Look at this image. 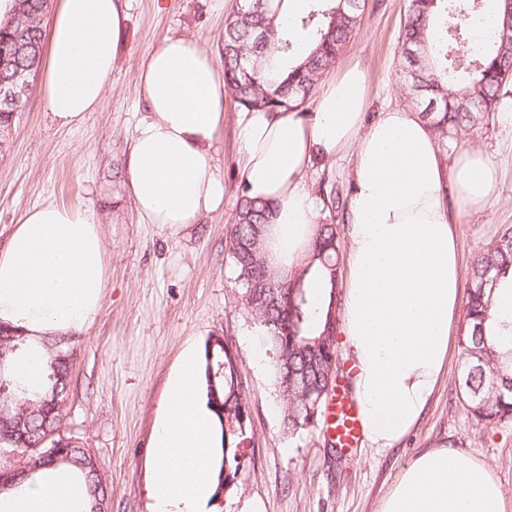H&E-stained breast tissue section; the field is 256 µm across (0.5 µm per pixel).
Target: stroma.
<instances>
[{
	"label": "stroma",
	"instance_id": "obj_1",
	"mask_svg": "<svg viewBox=\"0 0 512 512\" xmlns=\"http://www.w3.org/2000/svg\"><path fill=\"white\" fill-rule=\"evenodd\" d=\"M409 0H365L362 25L337 66L359 63L371 99L367 121L391 107L413 108L401 56V22ZM236 0H125L126 20L105 101L76 127H59L48 112L43 81L35 79L0 152V249L23 214L53 203L96 211L105 243L106 286L101 310L74 338L62 432L95 456L109 512H150L153 436L167 385L184 352L203 351L224 337L238 356L250 406V445L222 505L212 512H375L380 498L421 449L453 439L488 462L512 512V421L478 426L459 394L463 360L459 326H452L448 364L424 416L393 448L361 444L333 452L322 425L291 435L272 353L233 286L226 234L235 222L239 182L240 110L224 101L215 163L224 179L222 208L182 230L140 218L129 185L127 149L145 112L136 93L143 61L169 35L196 39L219 57L224 25ZM446 159L477 148L497 164V197L484 210L456 216L463 270L512 227V124L494 118L483 129L437 140ZM350 157L314 160L304 175L311 195L347 197Z\"/></svg>",
	"mask_w": 512,
	"mask_h": 512
}]
</instances>
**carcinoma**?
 I'll return each mask as SVG.
<instances>
[{
  "mask_svg": "<svg viewBox=\"0 0 512 512\" xmlns=\"http://www.w3.org/2000/svg\"><path fill=\"white\" fill-rule=\"evenodd\" d=\"M284 0L270 10L252 0L228 20L220 63L224 84L245 112H284L309 100L322 77L336 63L362 21L360 0H312L313 6L291 26L277 18ZM39 0H15L11 18L16 28L44 46L45 17ZM478 0H410L402 27V46L414 52L405 58L410 90L422 105L421 116L441 138L461 131H477L497 111L502 87L512 82V35L503 36L505 18L498 13L492 35L475 43L473 21ZM307 39L310 51L295 62L297 37ZM275 210L243 193L238 198L235 224L230 226L228 252L235 287L243 307L259 322L264 343L273 352L275 381L283 399V424L289 434L313 426L324 412L338 378L336 341L339 318L336 288L341 241L338 225L316 227L309 264H317L330 285V311L314 324L310 289L304 271L286 270L263 249ZM512 269V231L507 229L474 262L466 287L465 318L459 344L464 364L459 376L464 407L482 426L512 421V357L496 348L498 337L486 333L494 287H484L490 276L500 281ZM256 288L273 283L282 287L278 303L271 305L248 296L245 281ZM0 393L14 396L12 406L41 409L43 390L34 391L14 372L16 359L27 351L26 339L0 335ZM221 347L205 343L201 355V384L216 418L219 447L214 453L211 500L220 501L226 454L247 440L249 406L241 381L235 380ZM12 455L0 453V471L15 465L30 467L29 474L45 470L25 457L24 446L0 444Z\"/></svg>",
  "mask_w": 512,
  "mask_h": 512,
  "instance_id": "1",
  "label": "carcinoma"
}]
</instances>
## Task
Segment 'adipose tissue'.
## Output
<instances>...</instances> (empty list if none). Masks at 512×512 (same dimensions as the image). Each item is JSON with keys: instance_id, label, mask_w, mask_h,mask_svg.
I'll list each match as a JSON object with an SVG mask.
<instances>
[{"instance_id": "1", "label": "adipose tissue", "mask_w": 512, "mask_h": 512, "mask_svg": "<svg viewBox=\"0 0 512 512\" xmlns=\"http://www.w3.org/2000/svg\"><path fill=\"white\" fill-rule=\"evenodd\" d=\"M124 21L122 0H61L43 82L60 126H79L103 104ZM138 93L145 113L128 153L136 209L151 224L198 223L224 201L213 157L226 96L221 68L196 41L167 36L144 62ZM368 100L366 76L352 65L323 83L313 116L243 113L241 185L276 206L270 247L281 266L299 268L319 212L305 171L313 157L353 155L339 332L351 354L363 437L384 450L419 422L444 373L462 292L453 215L486 208L498 172L477 149L445 160L428 121L411 109L365 122ZM447 190L456 212L442 204ZM103 253L94 210L53 204L28 210L0 251V324L28 339L31 351L14 370L30 386L43 383L45 343L79 334L98 315ZM216 446L197 358L188 352L154 435L151 512H205ZM0 512H85L83 489L68 472H44L0 492ZM376 512H504V493L482 459L428 448L404 467Z\"/></svg>"}]
</instances>
